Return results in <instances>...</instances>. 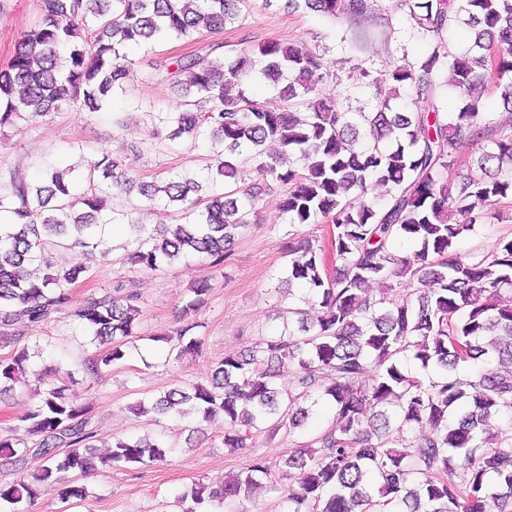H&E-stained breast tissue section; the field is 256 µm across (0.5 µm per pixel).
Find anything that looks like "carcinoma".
Returning <instances> with one entry per match:
<instances>
[{
    "instance_id": "obj_1",
    "label": "carcinoma",
    "mask_w": 512,
    "mask_h": 512,
    "mask_svg": "<svg viewBox=\"0 0 512 512\" xmlns=\"http://www.w3.org/2000/svg\"><path fill=\"white\" fill-rule=\"evenodd\" d=\"M246 0H35L37 22L0 66V128L25 120L42 123L64 109L97 112L124 89L129 52L162 37L190 39L202 29L222 30ZM420 37L432 39L427 56L385 74L390 92L375 93L371 112L358 118L326 92L330 73L323 55L276 41L225 56L219 44L168 58L167 79L181 91L178 106L156 112L166 141L202 144L209 153L204 179L176 173L161 183L137 182L122 160L104 153L83 176L48 158L39 179L27 182L0 171V395L11 393L31 358L17 345L20 325L42 324L66 313L105 347L74 368L54 371L31 389L34 402L0 435V457L41 464L30 479L0 485V512L58 491L84 501L85 487L64 484L63 474L95 470L96 437L89 409L68 393L74 375H98L123 360L138 337L141 292L117 280L113 292L73 303L81 265H53L63 249L88 256L108 248L106 226L127 224L135 233L137 264L156 271L195 257L203 276L188 287L181 314L186 326L153 335L177 361L198 353L189 336L194 316L222 272L236 235L256 223L268 181L288 186L280 204L291 224L332 225L340 266L327 273L323 247L307 238L288 242V283L307 287V308L296 327L238 354H227L206 385H176L136 407L161 418H224L226 448H245L250 430L270 423L292 432L312 408L327 403L334 416L281 459L297 476L284 502L288 512H512V238L485 254L461 255L455 243L476 229L482 211L512 196V135L494 134L483 121L476 89L487 76L512 72V0H406ZM328 18L346 16L359 26L375 0H288ZM472 31L471 45L449 50L444 33L458 24ZM274 84L280 105L250 94L256 79ZM451 86L460 107L444 110ZM410 88L422 106L405 112L392 101ZM479 147L481 171L448 182L458 143ZM280 151L263 159L267 143ZM256 162L250 185L231 187L242 165ZM388 188L379 206L373 187ZM172 206L181 223L145 231L112 195L132 191ZM409 242L406 255L396 249ZM43 265L49 273L31 275ZM418 284L400 299L368 295L371 284L389 289ZM415 360L431 370L412 374ZM295 368V392L283 398L275 379ZM413 448L409 454L405 449ZM166 451L150 436L116 438L102 462L148 467ZM270 475L258 457L215 486L177 496L181 512L204 503L217 512H241V498Z\"/></svg>"
}]
</instances>
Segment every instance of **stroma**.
I'll return each instance as SVG.
<instances>
[{"mask_svg": "<svg viewBox=\"0 0 512 512\" xmlns=\"http://www.w3.org/2000/svg\"><path fill=\"white\" fill-rule=\"evenodd\" d=\"M5 3L7 9L0 13V65L6 63L21 33L35 20L33 0ZM407 13L404 0H377L376 19L359 39L348 19L294 11L283 0H275L268 8L262 0H248L235 23L221 31H202L195 43L235 44L247 49L267 41L305 44L322 54L334 71L329 88L340 104L365 109L374 93L373 80L394 66L418 61L429 49L427 41L412 29ZM192 44L163 38L154 48L134 52L126 91L108 108L93 113L68 110L37 126L20 121L6 128L5 142L0 145V170L36 180L42 160L50 152L61 162L79 168L97 154L116 153L144 182L184 170H203V148L175 142L154 149L157 128L148 117L149 112L166 111L178 104L162 64L172 55L190 51ZM363 68L369 70V77H360ZM116 112L131 113L127 127L113 129L112 115ZM284 191L282 184L272 183L258 205L257 223L236 236L222 276L213 281L208 300L196 315L195 333L204 342L203 350L177 362L168 360L166 348L150 349L147 338L179 327L186 286L201 272L196 262L143 271L130 262L124 250L85 258L57 252L58 260L89 268L87 279L73 289L75 301L103 295L117 280H136L142 292L141 340L127 347L125 358L100 377L80 375L70 387L71 394L92 410L99 454H106L114 438L147 433L164 442L167 454L163 462L150 467L99 466L82 479L90 495L81 505L61 501L52 492L35 499L28 512H180L174 505L177 494L195 484L239 473L257 457L273 463L271 483L254 489L243 506L246 512H283L282 492L295 485L296 479L283 476L277 464L331 423L333 412L328 405H320L294 433H256L247 448L237 452L228 451L223 444V421L199 426L179 418L158 422L153 415L133 413L131 406L178 384L207 381L225 354L245 351L262 338L294 325V311L306 291L286 284L288 259L283 245L289 233L318 240L327 250L328 267H335L336 259L329 251L331 225H290L279 207ZM492 211V217L478 223L475 234L456 242V251L485 252L500 236L512 234V197L493 206ZM21 342L35 352L27 366L31 375L76 365L95 353L79 326L64 317L24 327Z\"/></svg>", "mask_w": 512, "mask_h": 512, "instance_id": "1", "label": "stroma"}]
</instances>
